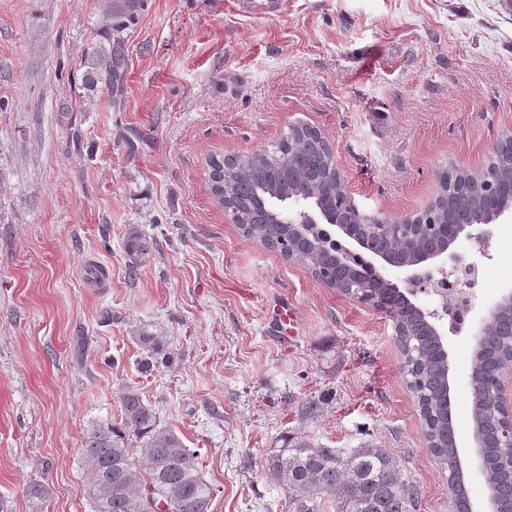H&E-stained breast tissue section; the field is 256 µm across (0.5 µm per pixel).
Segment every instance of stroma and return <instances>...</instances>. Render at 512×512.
<instances>
[{"label": "stroma", "instance_id": "stroma-1", "mask_svg": "<svg viewBox=\"0 0 512 512\" xmlns=\"http://www.w3.org/2000/svg\"><path fill=\"white\" fill-rule=\"evenodd\" d=\"M102 0H0V512H92L80 448L136 387L198 455L209 512H293L267 467L285 435L383 449L408 512H452L401 372L390 316L243 235L215 203L209 155L270 148L305 123L331 141L371 215L422 210L449 165L479 169L512 134V0H146L120 98L87 89ZM157 239L129 276L130 228ZM464 328L445 337L452 423L474 512L475 332L512 289V217ZM111 320H104V311ZM171 364L142 373L141 331ZM325 397L313 418L301 403Z\"/></svg>", "mask_w": 512, "mask_h": 512}]
</instances>
